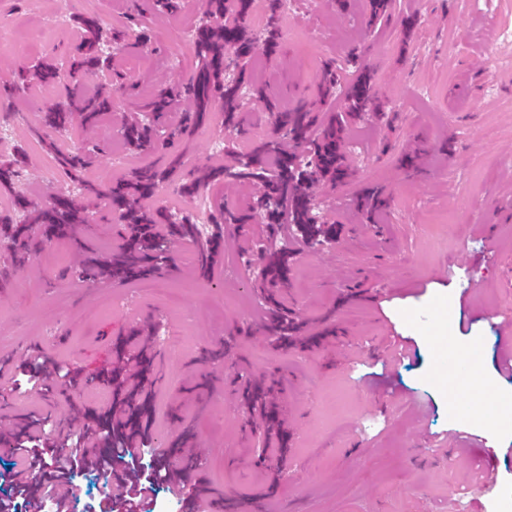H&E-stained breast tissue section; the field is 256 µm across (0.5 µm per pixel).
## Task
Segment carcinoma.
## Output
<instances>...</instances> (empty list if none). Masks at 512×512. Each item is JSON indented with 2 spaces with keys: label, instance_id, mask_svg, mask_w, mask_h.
Listing matches in <instances>:
<instances>
[{
  "label": "carcinoma",
  "instance_id": "obj_1",
  "mask_svg": "<svg viewBox=\"0 0 512 512\" xmlns=\"http://www.w3.org/2000/svg\"><path fill=\"white\" fill-rule=\"evenodd\" d=\"M250 4L251 0H205L206 17L222 18L231 13L235 15L236 22L227 29L222 24H201L195 34L199 62L197 76L191 81L162 88L144 106L145 111L160 115L178 102L188 104L189 110L184 113L180 124L170 130L168 138L189 140L195 126L211 108L217 91L224 112L225 132L233 140L248 139L250 118L249 113L242 111V78L234 77V72L238 70L243 74L254 67V49L259 42L263 43L264 56L276 54L280 46L282 0H267L268 28L262 39L253 36L245 26ZM150 9L155 16L176 19L180 3L179 0H152ZM129 48L144 52L155 50L149 34V22L142 23L134 41L128 42L123 37L104 32L94 20H84L78 55L73 57L69 70V76L75 79L77 87L67 100L41 109L40 126L60 132L78 120L88 129L95 128L105 115L112 112L115 102L110 97L84 93L79 87L81 77L94 70L112 69L115 60L123 59ZM347 63L354 81L344 93L342 111L333 112L323 119L301 101L292 108L277 109L267 85L250 80L252 96L273 112L269 133L264 140L251 143L247 151L233 153L232 163L209 167V175L214 179L222 178L227 183L253 184L258 181L261 189L253 197L248 210L229 207L219 210L217 231L210 236L206 248L198 252L201 273H208L224 252L225 224L241 227L261 220L268 225L272 240L277 237L279 227L287 224L293 238L309 248L336 240L337 226L319 220L316 213L318 203L306 192V187L318 182L336 187L347 181L350 176L349 122L378 112L365 55L354 52L349 55ZM35 71L42 84L53 85L61 80L60 70L47 62L37 63ZM31 88L32 83L27 76L20 73L0 84V99L10 102L27 98L31 95ZM121 140L126 150L139 153H155L162 145L154 119L146 117L124 124ZM94 151L95 147L87 141L75 142L66 150L59 151L60 164L70 180L80 184L88 196L106 199L120 230L128 236V243L122 251L89 260L94 272L121 280L128 277L146 279L161 269H174L173 257L163 266H158L157 246L170 240L197 239L196 224L188 216H178L163 208L147 209L141 201L176 174L180 175V193L186 198L196 195L205 185V179L196 171L185 168L182 155L167 154L161 164L136 169L128 179L102 188L87 181L84 175ZM23 164L25 161L20 155L0 162V193L13 196L15 208L22 212L20 220L8 213H0V244L6 247L14 266L25 262L41 246V242L26 235L27 225H41L48 239L68 236L78 226L90 221L89 211L67 196L58 197L50 206H41L15 192L14 177ZM357 205L370 223L380 224L390 207V200L381 190L367 188L357 198ZM293 255L294 252L285 246L269 247L262 254V275L269 284L265 295L268 307L264 330L276 348L317 342V337L303 335V321L279 300V288L288 282ZM9 265L0 267L1 286L8 281ZM244 397L248 409L261 415L269 438L278 444L279 453H284L287 435L269 400L264 382L246 386Z\"/></svg>",
  "mask_w": 512,
  "mask_h": 512
}]
</instances>
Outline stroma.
Segmentation results:
<instances>
[{
  "label": "stroma",
  "mask_w": 512,
  "mask_h": 512,
  "mask_svg": "<svg viewBox=\"0 0 512 512\" xmlns=\"http://www.w3.org/2000/svg\"><path fill=\"white\" fill-rule=\"evenodd\" d=\"M148 0H0V23L62 17L57 36L37 55H0V80L33 62L52 58L65 67L85 19L132 34L138 9ZM396 21L368 27L366 0H352L349 13L335 0H312L296 18H282L281 51L256 69L280 106L319 97V76L328 60L343 63L354 38H362L373 69L372 91L396 113L389 125H354L348 185L310 186L315 199H334L322 219L338 225L336 242L315 249L297 246L286 303L311 328L334 315L336 338L313 350L269 349L260 329V282L254 272L268 242L264 224L224 229V263L208 278L195 268V246L174 242L175 271L161 274L198 316L184 325L181 314L137 282L113 283L78 276L89 253L109 254L125 243L107 204L93 208L88 226L44 244L32 263L11 269L0 288V367L10 370L29 350H45L53 362L76 368L78 381L50 397L15 396L0 408V497L20 470L5 453L11 435L26 430L33 416L51 413L55 425L78 431L86 411L101 412L103 397L126 404L138 371L136 354L149 360L144 385L153 414L151 448L166 447L200 490L205 512H224L236 499L241 512H512V432L491 446L456 410L465 393L448 395V361L440 348L454 339L476 352L477 364L512 392V378L498 367L500 336L512 326V70L496 56L512 53L499 39L512 25V0H396ZM200 0H184L176 23L156 20L155 53L129 52L122 61L137 84L93 130L73 124L67 135L40 128L38 111L47 97L27 102L0 100L13 136L0 156L23 151L26 163L17 191L40 204L66 194L84 196L64 173L46 180L35 154L45 140L60 147L85 140L99 147L87 175L116 184L134 168L158 162L155 153L134 154L120 144L125 117L151 92L197 72L194 43L178 44L179 31H195ZM323 42L310 50L308 31ZM182 53L184 66L171 64ZM220 108H212L189 144L173 143L191 167L219 164L211 148L223 136ZM451 151H443V144ZM418 150L417 169L398 167L402 150ZM375 183L386 187L391 208L381 224L365 223L351 205L354 192ZM243 259V276L226 272ZM108 292L135 295L139 317L127 321L104 309ZM180 336L178 354L160 338ZM241 337L240 372L207 362L206 351ZM413 354L399 357L398 344ZM282 376L279 398L289 434L290 464L276 492H269L256 433L245 424L239 388L251 376Z\"/></svg>",
  "instance_id": "1"
}]
</instances>
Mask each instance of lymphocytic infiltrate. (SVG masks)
<instances>
[{
  "instance_id": "1",
  "label": "lymphocytic infiltrate",
  "mask_w": 512,
  "mask_h": 512,
  "mask_svg": "<svg viewBox=\"0 0 512 512\" xmlns=\"http://www.w3.org/2000/svg\"><path fill=\"white\" fill-rule=\"evenodd\" d=\"M71 379L72 374L67 367L57 363L49 367L33 357L20 366L11 378L8 389L12 392L31 390L44 395L55 388L69 386ZM44 423V416H36L28 430L9 443L11 453L23 457L29 469L39 474L36 482L19 479L13 484V497L23 499L27 512H39L41 505L50 501L55 502L56 512H65V499L58 496L57 490L67 484L70 464L90 462L104 472H111L114 460L125 457L128 448L137 443L148 446L153 425L149 418L131 421L115 411L103 417L91 412L85 417L80 436L52 440L40 433ZM61 448L68 451L67 464L45 470L46 455L57 453ZM116 481L123 487L124 493L112 501L115 512H140L142 498L147 491L163 485L170 493L180 494L186 475L176 462L166 457L158 460L155 467L146 472L129 468L118 475Z\"/></svg>"
}]
</instances>
